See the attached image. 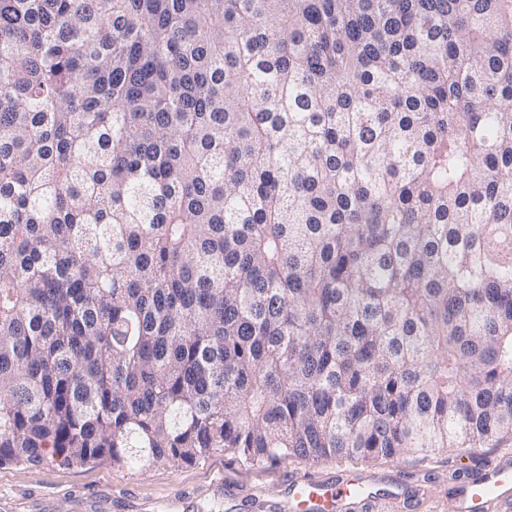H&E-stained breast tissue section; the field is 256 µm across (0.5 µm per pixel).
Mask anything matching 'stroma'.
I'll return each mask as SVG.
<instances>
[{"label":"stroma","mask_w":512,"mask_h":512,"mask_svg":"<svg viewBox=\"0 0 512 512\" xmlns=\"http://www.w3.org/2000/svg\"><path fill=\"white\" fill-rule=\"evenodd\" d=\"M512 457V442L474 452L448 448L394 459L292 457L277 465L243 467L218 453L179 466L141 469L107 465H0V512H290L288 482L314 473L383 474L369 487L375 512H399L397 486L423 490L419 512H453V483L487 459ZM231 495L217 490V483Z\"/></svg>","instance_id":"obj_1"}]
</instances>
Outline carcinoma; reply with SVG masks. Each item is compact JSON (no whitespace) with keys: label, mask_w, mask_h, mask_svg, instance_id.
I'll list each match as a JSON object with an SVG mask.
<instances>
[{"label":"carcinoma","mask_w":512,"mask_h":512,"mask_svg":"<svg viewBox=\"0 0 512 512\" xmlns=\"http://www.w3.org/2000/svg\"><path fill=\"white\" fill-rule=\"evenodd\" d=\"M512 438V0H0V465Z\"/></svg>","instance_id":"1"}]
</instances>
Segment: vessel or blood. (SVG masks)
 I'll return each mask as SVG.
<instances>
[{
  "mask_svg": "<svg viewBox=\"0 0 512 512\" xmlns=\"http://www.w3.org/2000/svg\"><path fill=\"white\" fill-rule=\"evenodd\" d=\"M363 491L358 475L334 480L299 477L290 482L296 512H333L338 499L357 497ZM453 512H512V460L486 461L471 481L457 487Z\"/></svg>",
  "mask_w": 512,
  "mask_h": 512,
  "instance_id": "vessel-or-blood-1",
  "label": "vessel or blood"
}]
</instances>
